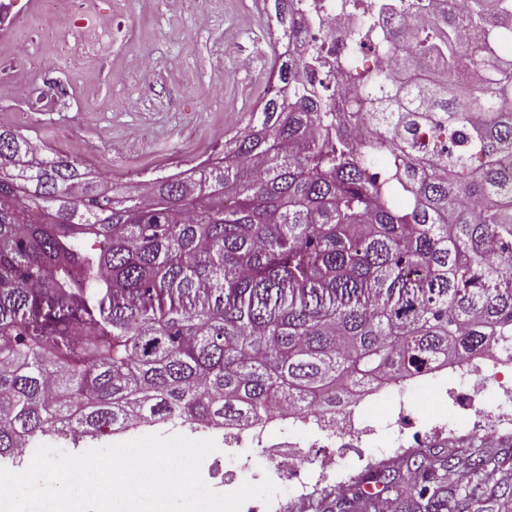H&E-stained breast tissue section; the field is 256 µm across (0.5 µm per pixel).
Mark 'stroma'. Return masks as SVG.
Instances as JSON below:
<instances>
[{
    "label": "stroma",
    "instance_id": "obj_1",
    "mask_svg": "<svg viewBox=\"0 0 512 512\" xmlns=\"http://www.w3.org/2000/svg\"><path fill=\"white\" fill-rule=\"evenodd\" d=\"M30 2L15 0L23 20L0 37V125L12 124L13 110L23 105L9 92L17 77L44 96L51 89L42 78L53 74L68 93L48 109H31L25 131L46 150L74 154L105 184L131 191L138 172L191 168L213 151L220 132L242 127L265 94L276 50L265 17L275 0H124L120 9L114 0H96L106 32L89 43L72 31L79 70L46 39L52 20ZM427 392L421 386L405 399L407 414L427 434L425 445L392 447L387 406L377 403L370 413L377 438L367 445L351 433L337 439L332 478L309 494L266 461L243 468L242 448L225 450L223 474L208 484L236 489L261 473L279 487L283 512H336L337 498L379 485L383 474L394 488L410 490L413 460L435 454L503 461L494 478L512 483V424L473 426L465 413L432 406Z\"/></svg>",
    "mask_w": 512,
    "mask_h": 512
}]
</instances>
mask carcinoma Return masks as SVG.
Masks as SVG:
<instances>
[{
    "mask_svg": "<svg viewBox=\"0 0 512 512\" xmlns=\"http://www.w3.org/2000/svg\"><path fill=\"white\" fill-rule=\"evenodd\" d=\"M429 2L413 46L403 23L378 41L359 111L303 84L319 51L290 58L291 103L266 94L224 158L134 194L0 125L1 459L136 422L323 413L379 375L512 344V0ZM456 465L421 459L403 508L462 512L434 485ZM487 466L462 462L465 496Z\"/></svg>",
    "mask_w": 512,
    "mask_h": 512,
    "instance_id": "carcinoma-1",
    "label": "carcinoma"
}]
</instances>
